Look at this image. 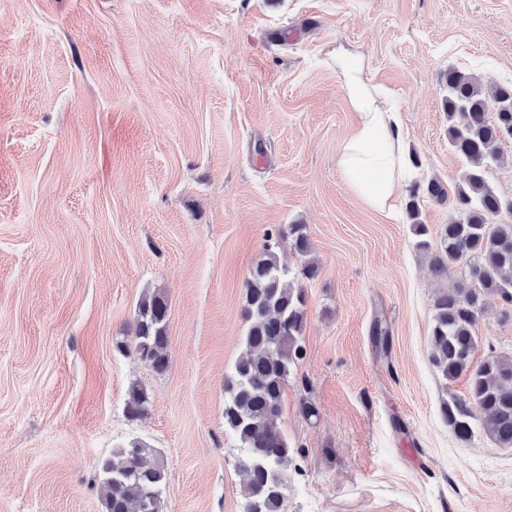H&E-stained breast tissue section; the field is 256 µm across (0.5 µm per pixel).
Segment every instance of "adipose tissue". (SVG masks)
I'll return each instance as SVG.
<instances>
[{
    "label": "adipose tissue",
    "mask_w": 512,
    "mask_h": 512,
    "mask_svg": "<svg viewBox=\"0 0 512 512\" xmlns=\"http://www.w3.org/2000/svg\"><path fill=\"white\" fill-rule=\"evenodd\" d=\"M344 88L356 114L355 126L337 159L339 173L368 207L393 212L408 161L396 112L387 111L364 74L360 59L342 62Z\"/></svg>",
    "instance_id": "adipose-tissue-1"
}]
</instances>
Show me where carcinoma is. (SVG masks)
<instances>
[{
    "label": "carcinoma",
    "instance_id": "1",
    "mask_svg": "<svg viewBox=\"0 0 512 512\" xmlns=\"http://www.w3.org/2000/svg\"><path fill=\"white\" fill-rule=\"evenodd\" d=\"M448 142L466 166L455 187V215L443 225L441 251L431 255L436 273L449 261L470 259L469 274L478 287H459L440 295L434 305L430 343L432 360L446 380L468 376L469 394L443 404L441 414L455 436L468 440L476 413L482 428L501 448L512 447V355L496 354L476 364L478 348L473 326L484 298L499 299L512 308V224L496 222L512 214V197L499 194L488 182V169L501 162L499 144L512 140V86L484 89L460 70L448 71ZM496 104L487 117L488 99ZM291 248L304 258L301 275L312 279L318 266L310 253L306 226L288 225ZM278 242L267 234L263 252L245 285L243 315L246 355L224 375V427L246 448L238 466L247 476L244 512H284L286 479L283 466L293 453L288 437L275 426L294 367L304 358L302 336L305 297L288 281ZM134 339L140 356L156 372L169 363L168 305L158 293L145 294L137 305ZM149 402L139 385L128 390L126 414L142 418ZM100 492L105 512L160 510L164 465L152 448L131 440L100 464Z\"/></svg>",
    "mask_w": 512,
    "mask_h": 512
}]
</instances>
